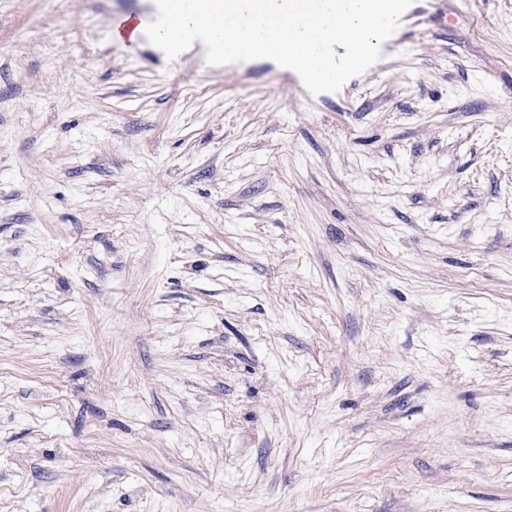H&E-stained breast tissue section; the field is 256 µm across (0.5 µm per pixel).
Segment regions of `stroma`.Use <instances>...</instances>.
<instances>
[{"label": "stroma", "instance_id": "stroma-1", "mask_svg": "<svg viewBox=\"0 0 512 512\" xmlns=\"http://www.w3.org/2000/svg\"><path fill=\"white\" fill-rule=\"evenodd\" d=\"M0 0V512H512V0L310 94Z\"/></svg>", "mask_w": 512, "mask_h": 512}]
</instances>
